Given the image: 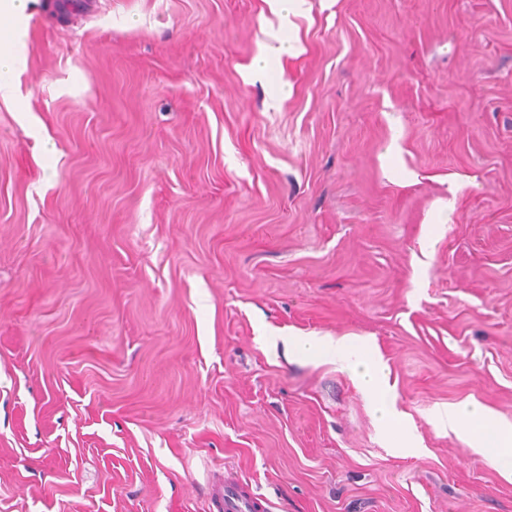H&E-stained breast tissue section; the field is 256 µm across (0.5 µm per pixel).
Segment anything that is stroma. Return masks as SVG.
Masks as SVG:
<instances>
[{"instance_id":"stroma-1","label":"stroma","mask_w":512,"mask_h":512,"mask_svg":"<svg viewBox=\"0 0 512 512\" xmlns=\"http://www.w3.org/2000/svg\"><path fill=\"white\" fill-rule=\"evenodd\" d=\"M52 4L0 96V512H512L448 426L512 428V0ZM320 348L335 351L336 360L344 359V355L349 351L343 340H336V345L330 339L318 341L310 336H292L288 340V351L297 358L311 359L318 354ZM345 361L347 369L353 374L359 387L371 398L381 422L388 425L397 438L404 440L405 434L393 422L394 415L386 399L385 372L382 365L371 358ZM224 512H264V501L249 489V484L235 476L224 479L221 502Z\"/></svg>"}]
</instances>
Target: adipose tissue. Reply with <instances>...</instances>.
<instances>
[{
    "label": "adipose tissue",
    "mask_w": 512,
    "mask_h": 512,
    "mask_svg": "<svg viewBox=\"0 0 512 512\" xmlns=\"http://www.w3.org/2000/svg\"><path fill=\"white\" fill-rule=\"evenodd\" d=\"M348 370L359 387L371 398L381 422L392 425L394 415L385 394V372L382 365L370 358L348 360ZM448 425L455 429L474 432L470 445L487 462L512 473V428L492 423L480 407L461 406L448 413Z\"/></svg>",
    "instance_id": "1"
}]
</instances>
